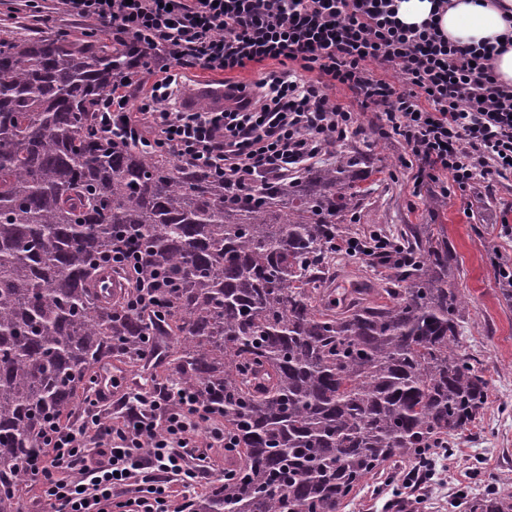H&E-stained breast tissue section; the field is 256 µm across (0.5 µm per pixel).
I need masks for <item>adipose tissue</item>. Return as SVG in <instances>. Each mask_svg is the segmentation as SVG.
Returning <instances> with one entry per match:
<instances>
[{
  "label": "adipose tissue",
  "mask_w": 512,
  "mask_h": 512,
  "mask_svg": "<svg viewBox=\"0 0 512 512\" xmlns=\"http://www.w3.org/2000/svg\"><path fill=\"white\" fill-rule=\"evenodd\" d=\"M440 18L450 41L463 45L492 44L512 39V0H451Z\"/></svg>",
  "instance_id": "obj_1"
}]
</instances>
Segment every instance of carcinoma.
Instances as JSON below:
<instances>
[{"instance_id": "obj_1", "label": "carcinoma", "mask_w": 512, "mask_h": 512, "mask_svg": "<svg viewBox=\"0 0 512 512\" xmlns=\"http://www.w3.org/2000/svg\"><path fill=\"white\" fill-rule=\"evenodd\" d=\"M27 30H0V512L115 354L224 417L241 463L192 512H344L370 477L426 470L472 429L491 386L461 347L443 225H406L367 256L378 278L325 287L373 145L231 204L207 171L95 132L125 68L112 44ZM104 271L123 292L98 293ZM147 292L156 307L130 308ZM467 512H512V493Z\"/></svg>"}]
</instances>
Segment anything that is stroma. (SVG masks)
Masks as SVG:
<instances>
[{"instance_id": "1", "label": "stroma", "mask_w": 512, "mask_h": 512, "mask_svg": "<svg viewBox=\"0 0 512 512\" xmlns=\"http://www.w3.org/2000/svg\"><path fill=\"white\" fill-rule=\"evenodd\" d=\"M359 122V136L338 149L351 153L374 140L376 163L383 171L351 221L388 235L407 224L444 225L458 257L456 282L468 300L462 347L477 358L492 393L477 434L458 439L449 452H436L437 477L425 499L401 496L396 485L371 481L345 512H394L395 499L404 512H466L472 496L492 490L512 493V305L501 295L496 269L498 261L512 258V235L502 224L504 206L512 203V179H483L467 193L414 187L412 171L401 162L404 144L378 137L368 115Z\"/></svg>"}]
</instances>
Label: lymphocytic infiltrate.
<instances>
[{
    "mask_svg": "<svg viewBox=\"0 0 512 512\" xmlns=\"http://www.w3.org/2000/svg\"><path fill=\"white\" fill-rule=\"evenodd\" d=\"M71 17L100 24L145 69L121 73L100 107V134H119L223 178L230 198L259 194L300 174L328 143L361 132L401 140L415 186L473 190L512 177V85L498 81L492 48L460 47L436 20L406 26L394 0H60ZM242 106L174 112L179 71L230 75L264 63ZM148 85L134 99L133 86ZM346 99H332L333 91ZM104 389L80 422L57 425L25 463L49 512H186L223 475L198 462L207 412L168 386L123 393L102 419Z\"/></svg>",
    "mask_w": 512,
    "mask_h": 512,
    "instance_id": "obj_1",
    "label": "lymphocytic infiltrate"
}]
</instances>
